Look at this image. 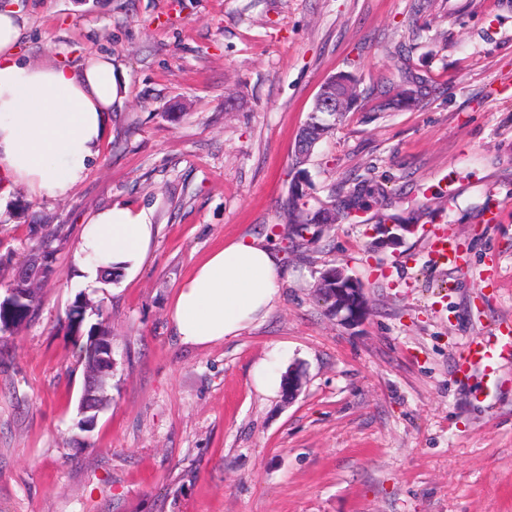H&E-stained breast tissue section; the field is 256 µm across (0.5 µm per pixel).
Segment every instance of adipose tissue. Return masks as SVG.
I'll return each mask as SVG.
<instances>
[{
  "instance_id": "adipose-tissue-1",
  "label": "adipose tissue",
  "mask_w": 512,
  "mask_h": 512,
  "mask_svg": "<svg viewBox=\"0 0 512 512\" xmlns=\"http://www.w3.org/2000/svg\"><path fill=\"white\" fill-rule=\"evenodd\" d=\"M25 20L0 11V179L8 189L61 197L82 179L103 142L121 92L111 57L91 54L80 71L19 56ZM153 225L126 206L97 212L81 230L80 273L132 270L148 255ZM281 289L277 258L263 241L240 238L213 250L178 289L170 321L182 343L208 346L264 319Z\"/></svg>"
}]
</instances>
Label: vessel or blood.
<instances>
[{"instance_id": "obj_1", "label": "vessel or blood", "mask_w": 512, "mask_h": 512, "mask_svg": "<svg viewBox=\"0 0 512 512\" xmlns=\"http://www.w3.org/2000/svg\"><path fill=\"white\" fill-rule=\"evenodd\" d=\"M432 247L442 258L448 260L462 273L470 268L463 264L455 235L446 229L437 230L432 236ZM512 363V326L499 325L494 337L478 335L468 340L457 361L456 373L467 377L476 368L484 369L488 377L498 378L503 367Z\"/></svg>"}]
</instances>
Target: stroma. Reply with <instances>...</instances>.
<instances>
[{"mask_svg": "<svg viewBox=\"0 0 512 512\" xmlns=\"http://www.w3.org/2000/svg\"><path fill=\"white\" fill-rule=\"evenodd\" d=\"M30 62L111 56L124 90L98 156L67 195L0 194V298L35 234L61 227L32 319L0 337V512H512V368L456 364L512 321V0H6ZM420 107L374 111L401 67ZM352 73L353 112L305 166L312 201L346 180L387 206L289 240L295 137L321 84ZM501 214L489 222L490 203ZM124 205L157 233L117 282L75 277L83 224ZM410 225L397 241L379 222ZM495 284L436 264L433 229ZM265 240L281 295L264 320L180 343L177 289L219 244ZM359 279L357 326L318 304L320 271ZM85 305L81 331L69 311ZM112 333L109 400L78 426L87 331ZM299 373L267 394L255 369Z\"/></svg>", "mask_w": 512, "mask_h": 512, "instance_id": "stroma-1", "label": "stroma"}]
</instances>
